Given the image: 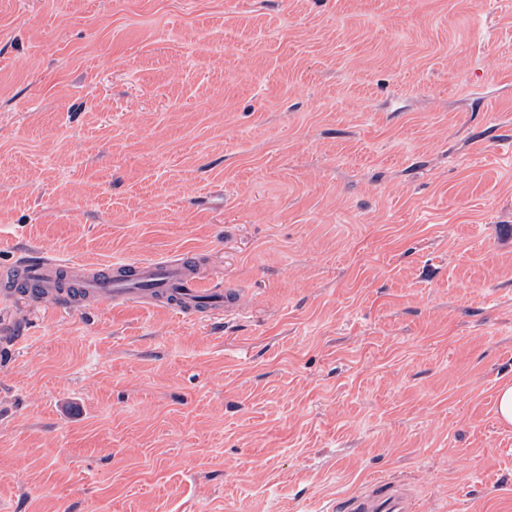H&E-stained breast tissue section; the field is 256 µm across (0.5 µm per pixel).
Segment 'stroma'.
Listing matches in <instances>:
<instances>
[{
  "label": "stroma",
  "mask_w": 512,
  "mask_h": 512,
  "mask_svg": "<svg viewBox=\"0 0 512 512\" xmlns=\"http://www.w3.org/2000/svg\"><path fill=\"white\" fill-rule=\"evenodd\" d=\"M31 250L243 312L0 296V512H512V0H0ZM85 270L78 282V291L88 298L106 295L113 303L141 304L153 301L161 308L182 316L200 312L204 306L222 310L225 315L236 314L237 295L229 289L209 288L200 278L188 253L138 261H115L108 267L95 264L78 265ZM149 288H140V286ZM173 298L168 302L150 295ZM387 499L381 500L373 492L368 495L351 497L346 512H385L382 508L386 504L389 512H407L412 510V504L406 494L395 487H390Z\"/></svg>",
  "instance_id": "35a3bbf8"
}]
</instances>
